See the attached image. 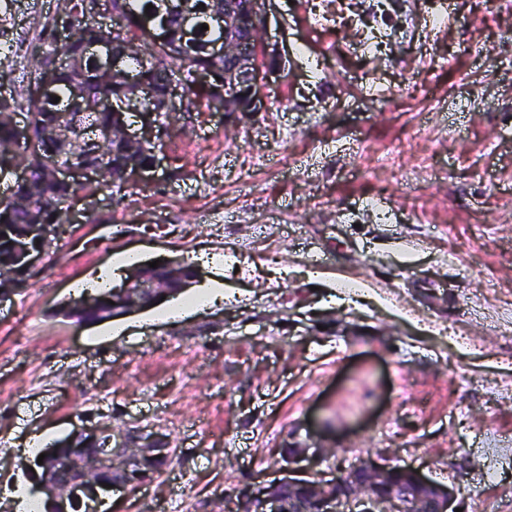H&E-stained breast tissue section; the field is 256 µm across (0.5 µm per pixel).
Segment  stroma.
<instances>
[{
    "label": "stroma",
    "instance_id": "stroma-1",
    "mask_svg": "<svg viewBox=\"0 0 512 512\" xmlns=\"http://www.w3.org/2000/svg\"><path fill=\"white\" fill-rule=\"evenodd\" d=\"M267 0L285 54L267 111L177 113L151 185L81 194L23 294L0 300V512L34 484L30 434H167L175 461L88 512H224L281 449L327 476L369 457L512 505V0H395L366 55L336 0ZM66 0H0L26 94ZM446 8L449 20L429 26ZM197 265L224 297L76 325L58 309L126 254ZM358 282L359 295L338 285Z\"/></svg>",
    "mask_w": 512,
    "mask_h": 512
}]
</instances>
